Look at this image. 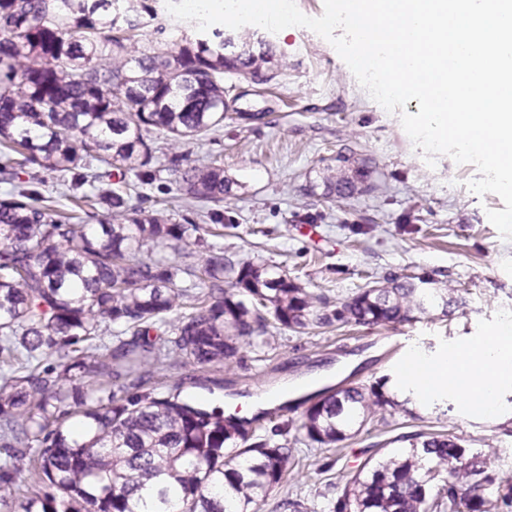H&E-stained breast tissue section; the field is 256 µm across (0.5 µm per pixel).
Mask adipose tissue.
<instances>
[{
  "label": "adipose tissue",
  "mask_w": 512,
  "mask_h": 512,
  "mask_svg": "<svg viewBox=\"0 0 512 512\" xmlns=\"http://www.w3.org/2000/svg\"><path fill=\"white\" fill-rule=\"evenodd\" d=\"M407 376L425 393H447L483 413H494L501 391L512 388V319H503L476 342L449 350L445 361L415 359Z\"/></svg>",
  "instance_id": "1"
}]
</instances>
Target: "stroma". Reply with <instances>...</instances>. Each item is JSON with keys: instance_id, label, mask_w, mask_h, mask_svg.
Listing matches in <instances>:
<instances>
[{"instance_id": "1", "label": "stroma", "mask_w": 512, "mask_h": 512, "mask_svg": "<svg viewBox=\"0 0 512 512\" xmlns=\"http://www.w3.org/2000/svg\"><path fill=\"white\" fill-rule=\"evenodd\" d=\"M238 34L269 42L277 78L267 86L225 74L228 116L206 146L192 150L193 158L218 160L234 182L220 205L225 254L281 266L336 305L392 274L456 288L462 303L447 317L435 311L387 326L281 331L271 347L241 346L235 358L205 370L224 386L196 395L220 405L324 370L327 384L368 387L382 380L386 393L397 396L391 338L403 339L405 354L437 360L512 315V240L487 218L503 203L467 188L474 165L440 155L428 166L399 113L375 102L313 31L274 34L247 25ZM344 165L366 167V190L325 199L314 187L319 170ZM510 424L512 388L502 392L491 418L445 395H417L338 447L305 449L293 489L306 504L321 503L327 485L342 484L376 446L405 433L448 429L465 447L495 449L494 469L512 476Z\"/></svg>"}]
</instances>
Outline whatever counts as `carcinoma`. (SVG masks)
Masks as SVG:
<instances>
[{"instance_id":"cac0c4a2","label":"carcinoma","mask_w":512,"mask_h":512,"mask_svg":"<svg viewBox=\"0 0 512 512\" xmlns=\"http://www.w3.org/2000/svg\"><path fill=\"white\" fill-rule=\"evenodd\" d=\"M132 12L156 18L148 0H0V183L10 186L0 198V507L11 509L4 492L25 473L23 512H136L145 491L153 512H226L227 500L256 512L301 464L288 441L183 393L182 377L155 391L153 369L218 365L282 329L448 316L459 299L394 275L333 309L275 266L234 262L208 242L224 237L217 206L231 184L185 146L223 126L224 74L266 84L273 55L265 43L243 56L221 29L190 37L178 26L158 29L170 45L161 51L143 44ZM45 172L71 174L62 194L75 209L58 207ZM162 172L207 224L144 206L139 188ZM366 179L363 167H328L324 197L360 192ZM106 332L116 343L100 354ZM109 372L136 393L105 387ZM384 387L318 391L301 425L308 441L351 438L395 406ZM399 440L409 447L377 449L328 512L512 508V476L493 473L491 454L468 453L451 432Z\"/></svg>"}]
</instances>
